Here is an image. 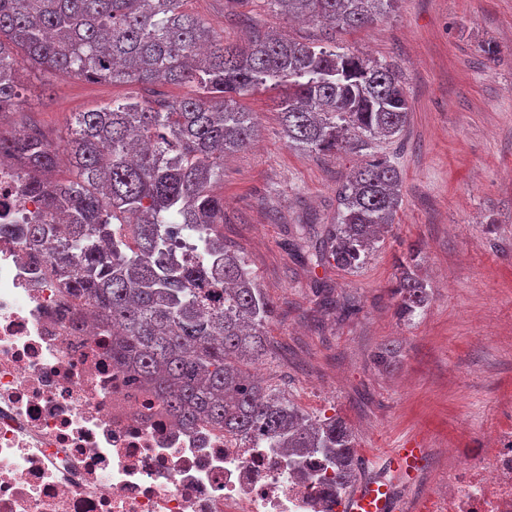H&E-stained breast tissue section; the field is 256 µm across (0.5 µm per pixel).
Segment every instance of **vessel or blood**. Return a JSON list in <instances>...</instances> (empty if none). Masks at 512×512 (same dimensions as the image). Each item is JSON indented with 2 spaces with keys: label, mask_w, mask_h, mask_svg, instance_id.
I'll return each instance as SVG.
<instances>
[{
  "label": "vessel or blood",
  "mask_w": 512,
  "mask_h": 512,
  "mask_svg": "<svg viewBox=\"0 0 512 512\" xmlns=\"http://www.w3.org/2000/svg\"><path fill=\"white\" fill-rule=\"evenodd\" d=\"M384 472L390 473L391 481H365L357 485L343 512H393L395 487L416 480L425 465V451L421 448H396L380 460Z\"/></svg>",
  "instance_id": "1"
}]
</instances>
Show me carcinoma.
<instances>
[{
    "instance_id": "1",
    "label": "carcinoma",
    "mask_w": 512,
    "mask_h": 512,
    "mask_svg": "<svg viewBox=\"0 0 512 512\" xmlns=\"http://www.w3.org/2000/svg\"><path fill=\"white\" fill-rule=\"evenodd\" d=\"M186 0H0V114L19 106L18 72L194 91L154 108L132 98L78 112L59 141L36 127L0 135L53 224H28L32 243L57 247V271L101 327L118 330L112 362L152 387L181 425L206 421L263 432L297 456L336 466V494L355 476L352 431L311 416L248 366L267 354L276 305L243 257L224 246V197L212 191L224 156L256 135L239 99L282 92L285 143L309 153L365 148L403 130L411 104L401 70L281 34L226 43L184 9ZM325 28L365 27L398 0H267ZM70 177L57 176L61 164ZM401 171L372 158L338 192L336 222L320 243L301 226L295 248L316 264L362 267L401 205ZM197 235L200 256L166 261L174 228ZM421 249L398 260L393 297L412 319L428 301Z\"/></svg>"
}]
</instances>
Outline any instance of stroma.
<instances>
[{"mask_svg": "<svg viewBox=\"0 0 512 512\" xmlns=\"http://www.w3.org/2000/svg\"><path fill=\"white\" fill-rule=\"evenodd\" d=\"M186 8L228 42L274 29L331 43L401 69L412 112L378 153L401 169L402 204L356 271L297 257L300 224L324 230L336 218L338 188L365 152L306 153L281 134L276 91L243 99L257 142L224 161L214 186L224 198V242L244 257L277 306L259 367L267 382L314 416H338L355 435L361 479L376 458L408 440L425 466L398 489L400 512H428L448 484V449L484 448L512 430V0H398L373 26L337 35L288 21L266 0H188ZM23 103L9 126L35 125L58 139L74 113L115 99L170 101L184 85H112L19 71ZM422 249L429 301L411 320L391 296L395 260ZM353 297L346 315L322 308L317 287ZM393 348L378 366L382 345Z\"/></svg>", "mask_w": 512, "mask_h": 512, "instance_id": "1", "label": "stroma"}]
</instances>
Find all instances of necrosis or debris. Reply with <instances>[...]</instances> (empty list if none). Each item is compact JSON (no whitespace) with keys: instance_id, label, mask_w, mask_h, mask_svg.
Listing matches in <instances>:
<instances>
[{"instance_id":"necrosis-or-debris-1","label":"necrosis or debris","mask_w":512,"mask_h":512,"mask_svg":"<svg viewBox=\"0 0 512 512\" xmlns=\"http://www.w3.org/2000/svg\"><path fill=\"white\" fill-rule=\"evenodd\" d=\"M18 169L0 162V512H340L320 456L177 425L111 335L72 331L79 302L23 231L43 208ZM438 512H512V431L449 464Z\"/></svg>"}]
</instances>
